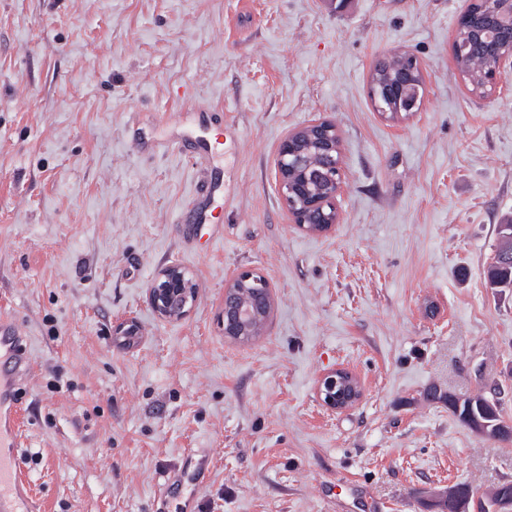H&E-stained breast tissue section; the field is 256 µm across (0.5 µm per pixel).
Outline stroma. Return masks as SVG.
<instances>
[{
  "label": "stroma",
  "instance_id": "stroma-1",
  "mask_svg": "<svg viewBox=\"0 0 512 512\" xmlns=\"http://www.w3.org/2000/svg\"><path fill=\"white\" fill-rule=\"evenodd\" d=\"M471 2L0 0V308L26 336L18 461L41 512H181L159 478L193 448L212 457L198 512H420L433 487L512 482V439L444 400L495 382L512 421V289L487 284L512 218V74L467 87L452 42ZM397 50L425 93L392 118L369 86ZM315 119L336 126L342 188L313 233L277 160ZM204 210L223 231L185 238L180 215ZM172 264L197 286L180 320L147 299ZM245 270L274 304L239 343L222 308ZM339 369L363 395L332 411L317 383Z\"/></svg>",
  "mask_w": 512,
  "mask_h": 512
}]
</instances>
